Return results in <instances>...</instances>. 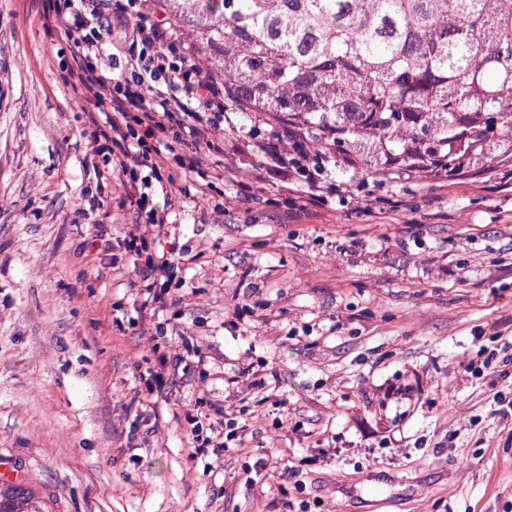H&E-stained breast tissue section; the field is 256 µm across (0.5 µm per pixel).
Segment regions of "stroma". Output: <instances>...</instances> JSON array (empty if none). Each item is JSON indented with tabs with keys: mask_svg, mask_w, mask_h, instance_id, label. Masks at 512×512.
I'll list each match as a JSON object with an SVG mask.
<instances>
[{
	"mask_svg": "<svg viewBox=\"0 0 512 512\" xmlns=\"http://www.w3.org/2000/svg\"><path fill=\"white\" fill-rule=\"evenodd\" d=\"M52 2L0 0V460L55 512H512V168L331 171L317 207L218 131L154 197L185 259L142 316L155 248L95 177ZM492 352L507 377L467 372ZM230 423L242 447L202 446Z\"/></svg>",
	"mask_w": 512,
	"mask_h": 512,
	"instance_id": "stroma-1",
	"label": "stroma"
}]
</instances>
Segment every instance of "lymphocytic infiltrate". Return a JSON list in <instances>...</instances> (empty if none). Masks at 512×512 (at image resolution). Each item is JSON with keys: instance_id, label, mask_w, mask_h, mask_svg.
Here are the masks:
<instances>
[{"instance_id": "1", "label": "lymphocytic infiltrate", "mask_w": 512, "mask_h": 512, "mask_svg": "<svg viewBox=\"0 0 512 512\" xmlns=\"http://www.w3.org/2000/svg\"><path fill=\"white\" fill-rule=\"evenodd\" d=\"M107 0H61L44 15L48 31L64 35L73 45V87L93 100L104 117L94 132L95 150L110 158L137 221L143 222L153 241L168 235V216L151 198L153 184L163 183L162 159L174 160L184 172H193L195 162L186 157L184 143L218 153L215 137L228 112L224 87L203 80L195 64L182 59L181 51L158 14L140 11L141 0H128L138 10L136 22L125 11L108 16ZM129 26L131 40L123 45L124 75L112 77L98 70L113 26ZM251 149L264 160L268 172L282 180L303 183L310 204L327 203L325 185L300 157L281 151L267 141ZM177 262L175 251L162 253L149 262L135 286L141 309L155 316L168 303L166 279Z\"/></svg>"}]
</instances>
